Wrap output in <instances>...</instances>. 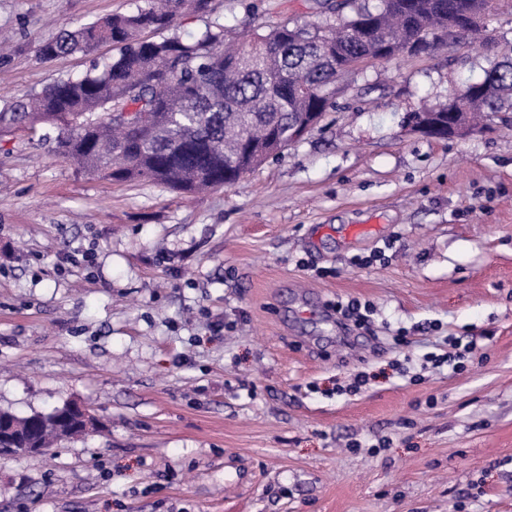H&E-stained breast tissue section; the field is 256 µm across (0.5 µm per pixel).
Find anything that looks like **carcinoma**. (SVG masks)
Returning a JSON list of instances; mask_svg holds the SVG:
<instances>
[{
  "label": "carcinoma",
  "instance_id": "cac0c4a2",
  "mask_svg": "<svg viewBox=\"0 0 512 512\" xmlns=\"http://www.w3.org/2000/svg\"><path fill=\"white\" fill-rule=\"evenodd\" d=\"M496 0H339L321 4L325 19L302 34L286 21L251 29L222 51L228 29L208 25L191 40L177 34L140 37L174 28L179 12L210 11V0H147L135 13L115 14L42 40L45 59L88 55L109 43L115 55L93 58L80 77H61L41 92L0 105V129L49 128L40 136L56 156L116 183L151 182L181 194L221 188L281 152L278 137L329 105V86L354 60H390L422 31L443 28L451 13H486ZM476 91L430 107L441 121L477 127L484 112H512V57L497 61ZM55 407L12 420L16 448L87 432L58 426Z\"/></svg>",
  "mask_w": 512,
  "mask_h": 512
}]
</instances>
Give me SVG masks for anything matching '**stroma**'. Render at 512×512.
Instances as JSON below:
<instances>
[{"label": "stroma", "instance_id": "obj_1", "mask_svg": "<svg viewBox=\"0 0 512 512\" xmlns=\"http://www.w3.org/2000/svg\"><path fill=\"white\" fill-rule=\"evenodd\" d=\"M144 3L0 0V98L87 70L40 56L51 31ZM320 10L211 0L176 31ZM511 49L504 8L459 42L363 63L304 139L190 196L0 134V409L75 401L97 422L0 458V512H512V128H412ZM351 299L367 326L337 312ZM454 338L472 348L461 370Z\"/></svg>", "mask_w": 512, "mask_h": 512}]
</instances>
